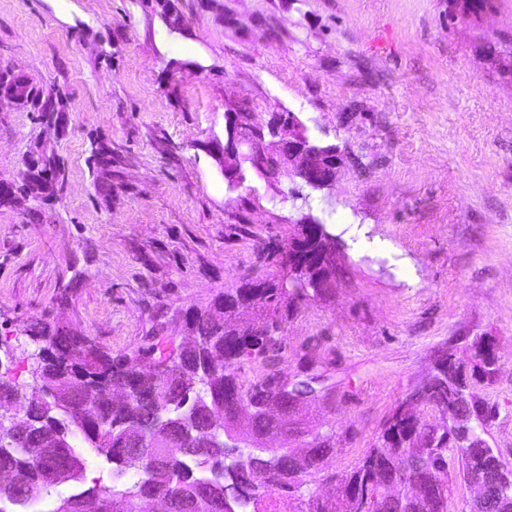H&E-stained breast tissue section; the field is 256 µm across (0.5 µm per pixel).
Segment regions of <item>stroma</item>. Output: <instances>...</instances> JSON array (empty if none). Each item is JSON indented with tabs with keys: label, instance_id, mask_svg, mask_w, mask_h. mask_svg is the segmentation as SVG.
Instances as JSON below:
<instances>
[{
	"label": "stroma",
	"instance_id": "1",
	"mask_svg": "<svg viewBox=\"0 0 512 512\" xmlns=\"http://www.w3.org/2000/svg\"><path fill=\"white\" fill-rule=\"evenodd\" d=\"M0 68L61 104L0 105V367L31 380L37 322L116 355L178 345V310L274 278L270 249L309 215L341 277L290 306L279 367L313 363L335 395L302 411L336 434L325 474L477 336L499 344L477 395L512 469V0L478 18L448 0H0ZM232 106L295 113L362 164L298 199L250 170L229 186ZM22 84L23 85L20 86V89L23 93L32 94L33 99H40V97H43L42 101L37 104V107H35L37 112L48 114L49 118L53 116L54 112H59V110L55 108L57 103L53 101L52 91L47 90L46 88L33 86L26 81H22Z\"/></svg>",
	"mask_w": 512,
	"mask_h": 512
}]
</instances>
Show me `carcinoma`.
<instances>
[{"mask_svg":"<svg viewBox=\"0 0 512 512\" xmlns=\"http://www.w3.org/2000/svg\"><path fill=\"white\" fill-rule=\"evenodd\" d=\"M22 92L41 99L36 110L48 116L57 111L52 91L23 82ZM330 292L328 288H308L294 296L280 288H245L241 285L226 288L204 305L189 308L183 322L190 333L208 350L210 359L219 369L208 375L196 373L200 354L196 348L180 351L184 374L167 381L157 390L146 382L140 383L134 399L116 408L100 398L83 420H74L76 407L86 401V387L94 382L101 385L117 377L132 380L139 369L152 360L155 345L119 356L99 346L88 336L69 333L64 327L50 323H36L30 329L33 339L43 343L39 361L50 376L60 382V390L69 391V399L61 404L49 399L17 400L20 386L11 377L0 378V405L19 406L20 425L27 431L31 448H42L38 456H22L11 450L0 452L1 470H22L29 483L48 489L56 481L55 475L73 462L85 465L82 448L77 441L87 444L97 455L111 463L126 456L127 450L116 448L112 429L126 420L153 422L154 396L173 409L191 410L195 426L200 432L199 443L183 453L163 443L158 447L163 465L169 468L165 484L155 479L135 476L133 484L124 489L100 486L93 491L110 502L106 512H137L140 496L153 491H167L173 487L192 496L199 489L202 476L214 478L231 486L239 503L237 508L250 512H272V504L288 496L293 486L288 484V467L293 455L273 456L261 450L249 455L229 458L224 438L210 431L211 416L224 415V421L235 418L234 403L250 408L251 434L263 436L278 427L271 404L286 393L288 377L276 369L282 350L284 324L288 321V305L309 300ZM228 307L254 306L258 312L256 323L225 330L224 325L211 319L219 303ZM483 347L475 340L465 347L462 356L446 351L439 354L434 370L421 382L423 396L409 413L400 416L393 411L386 421L377 443L352 467L346 475L347 484L338 489L331 500L303 499L294 512H351L355 501H368L367 512H390L385 493L404 490L414 483L428 480L432 469L444 470L455 464L466 480L476 479L485 488L484 512H512V493L500 484L506 468L492 448L485 445L474 448L453 439L445 448H424V434L435 424V416L448 410V394L462 388L471 390L473 401H478L477 388L487 381ZM261 361L264 370L254 381H244L239 370L246 362ZM310 437L314 453L302 467L305 476L323 470L325 460L336 452L334 438H321V432L304 429ZM231 463H226V459Z\"/></svg>","mask_w":512,"mask_h":512,"instance_id":"carcinoma-1","label":"carcinoma"}]
</instances>
